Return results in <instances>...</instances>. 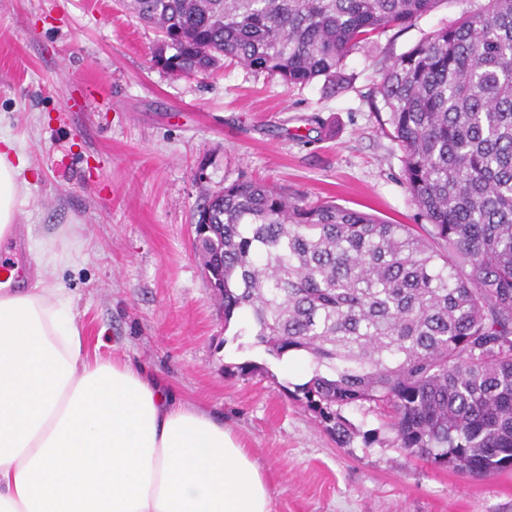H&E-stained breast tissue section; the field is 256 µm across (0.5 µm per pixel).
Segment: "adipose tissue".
Returning <instances> with one entry per match:
<instances>
[{
	"label": "adipose tissue",
	"mask_w": 512,
	"mask_h": 512,
	"mask_svg": "<svg viewBox=\"0 0 512 512\" xmlns=\"http://www.w3.org/2000/svg\"><path fill=\"white\" fill-rule=\"evenodd\" d=\"M17 136L0 131V238L28 183ZM32 287L0 288V512H273V490L215 413L159 376L90 356L56 272L57 236L26 230Z\"/></svg>",
	"instance_id": "1"
}]
</instances>
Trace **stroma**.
I'll list each match as a JSON object with an SVG mask.
<instances>
[{"instance_id": "obj_1", "label": "stroma", "mask_w": 512, "mask_h": 512, "mask_svg": "<svg viewBox=\"0 0 512 512\" xmlns=\"http://www.w3.org/2000/svg\"><path fill=\"white\" fill-rule=\"evenodd\" d=\"M485 3L438 0L349 56V80L330 94L237 64L171 75L151 62L159 33L122 0H0V129L19 137L31 175L20 223L46 235L73 225L61 277L90 352L126 356L223 415L268 474L274 512H512V468L476 477L411 456L380 411L345 409L371 437L339 447L288 394L305 362L287 370L242 345L243 320L225 319L194 226L201 187L243 176L422 223L379 72Z\"/></svg>"}]
</instances>
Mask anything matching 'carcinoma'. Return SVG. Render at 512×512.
I'll list each match as a JSON object with an SVG mask.
<instances>
[{"mask_svg":"<svg viewBox=\"0 0 512 512\" xmlns=\"http://www.w3.org/2000/svg\"><path fill=\"white\" fill-rule=\"evenodd\" d=\"M436 0H123L161 34L152 62L208 76L229 60L344 88L346 59ZM402 177L424 224L260 179L202 192L197 250L224 323L311 377L291 398L342 448L343 408L388 410L397 447L472 476L512 466V0L443 26L382 71Z\"/></svg>","mask_w":512,"mask_h":512,"instance_id":"obj_1","label":"carcinoma"}]
</instances>
